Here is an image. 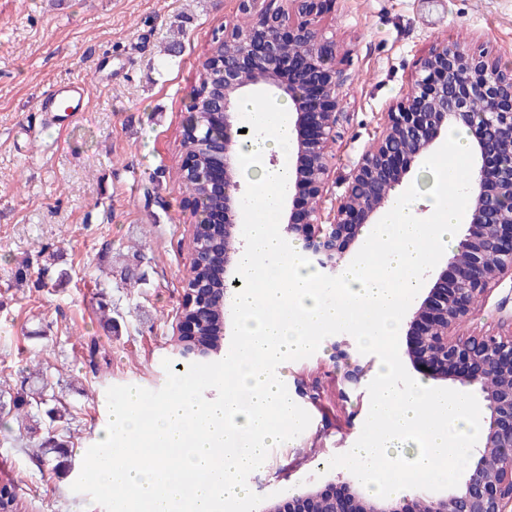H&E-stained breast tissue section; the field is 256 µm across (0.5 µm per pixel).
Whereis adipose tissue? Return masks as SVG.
I'll return each mask as SVG.
<instances>
[{
  "instance_id": "ef3b65f1",
  "label": "adipose tissue",
  "mask_w": 512,
  "mask_h": 512,
  "mask_svg": "<svg viewBox=\"0 0 512 512\" xmlns=\"http://www.w3.org/2000/svg\"><path fill=\"white\" fill-rule=\"evenodd\" d=\"M393 374L391 362H384L373 403L385 427L342 464L372 494L402 493L409 481H447L467 464L480 438L481 411L465 394H444L420 381L401 391Z\"/></svg>"
}]
</instances>
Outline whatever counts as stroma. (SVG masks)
Listing matches in <instances>:
<instances>
[{
	"label": "stroma",
	"mask_w": 512,
	"mask_h": 512,
	"mask_svg": "<svg viewBox=\"0 0 512 512\" xmlns=\"http://www.w3.org/2000/svg\"><path fill=\"white\" fill-rule=\"evenodd\" d=\"M249 19L239 0H0V405L42 388L68 411L62 472L39 461L45 411L22 426L0 414L20 512H104L71 486L106 432V391L166 382L195 222L174 175L182 124L213 38ZM319 26L346 76L316 204L326 216L434 47L512 49V0H329ZM68 80L88 84L89 110L62 131L38 100ZM511 331L507 276L454 333ZM334 354L325 340L278 367L286 387L316 380L320 396L301 403L308 428L249 475L255 494L337 483L349 449L366 442L379 359L353 352L363 397L345 404Z\"/></svg>",
	"instance_id": "35a3bbf8"
}]
</instances>
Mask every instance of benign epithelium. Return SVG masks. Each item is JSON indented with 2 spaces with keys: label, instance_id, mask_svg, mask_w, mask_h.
Returning a JSON list of instances; mask_svg holds the SVG:
<instances>
[{
  "label": "benign epithelium",
  "instance_id": "7a95c632",
  "mask_svg": "<svg viewBox=\"0 0 512 512\" xmlns=\"http://www.w3.org/2000/svg\"><path fill=\"white\" fill-rule=\"evenodd\" d=\"M239 2L242 10L252 12L253 23L224 30V40L238 46L235 54L222 58L214 49L208 53L207 67L218 78L195 92L182 129V135L203 146V153H182L180 168L213 203L206 215L209 244L190 240V263L200 270L219 265L224 279L215 287L188 269L173 336L180 365L220 354L221 348L202 351L194 341L224 335L235 295L244 287L234 275L244 248L238 233L243 217L238 179L243 96L286 94L292 103L296 120L288 194L304 197L306 205L298 218L283 207L284 232L331 276L365 224L390 206L408 172L403 162L428 154L441 133L464 127L473 154L468 222L405 331L407 355L416 367H426L425 376L475 386L481 393L482 436L461 480L442 495L395 499L367 495L346 479L338 491L312 486L288 491L260 512H507L512 507V332L464 337L451 331L473 313L490 282L512 276V64L454 42L429 52L409 90L388 113L376 145L350 173L339 205L324 224L312 200L323 195L329 177L328 148L336 141L344 83L336 42L316 28L324 0H287L280 11L252 10L258 0ZM293 14L300 21L290 22ZM478 100L485 104L480 120L472 111ZM215 107L223 116L219 131L208 124ZM336 354L338 393L346 402L358 392L366 371L339 343Z\"/></svg>",
  "mask_w": 512,
  "mask_h": 512
}]
</instances>
